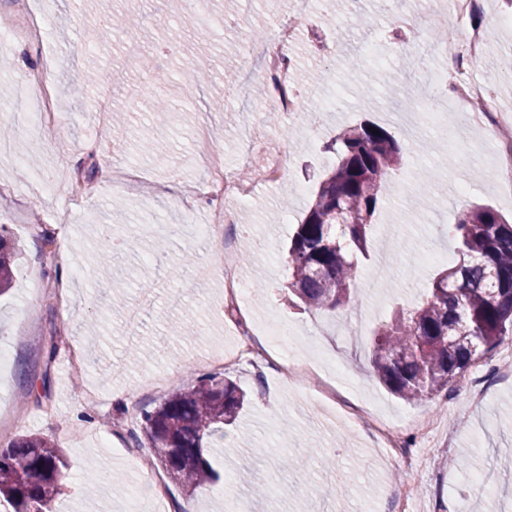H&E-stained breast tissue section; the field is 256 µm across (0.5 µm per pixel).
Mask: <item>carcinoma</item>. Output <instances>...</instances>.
Returning a JSON list of instances; mask_svg holds the SVG:
<instances>
[{
  "instance_id": "carcinoma-1",
  "label": "carcinoma",
  "mask_w": 512,
  "mask_h": 512,
  "mask_svg": "<svg viewBox=\"0 0 512 512\" xmlns=\"http://www.w3.org/2000/svg\"><path fill=\"white\" fill-rule=\"evenodd\" d=\"M327 150L336 153V163L314 190L286 259L289 290L310 308L334 311L353 302L372 221L386 179L400 169L402 148L387 130L361 123L344 128ZM448 235L458 244L456 264L372 339L378 379L408 402L448 389L512 331V224L489 205H464ZM13 257V246L0 234V294L12 278ZM245 403L247 394L233 379L210 374L143 413L141 432L172 480L214 485L220 474L208 445L224 439V426L235 423ZM64 468L57 446L21 435L0 448V495L14 512H52Z\"/></svg>"
}]
</instances>
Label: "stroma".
Masks as SVG:
<instances>
[{
    "mask_svg": "<svg viewBox=\"0 0 512 512\" xmlns=\"http://www.w3.org/2000/svg\"><path fill=\"white\" fill-rule=\"evenodd\" d=\"M96 0H53L41 15L39 0H0V19L17 13L37 16L39 38L0 51V128L55 172L57 189L46 195L32 188L17 153L0 154V226L15 241L13 288L0 296V345L12 357L0 380V403H9L16 425L9 439L35 433L64 453L67 477L55 512H122L124 493L114 477L133 482L129 449L139 451L149 470L162 467L153 449L141 442L143 411L186 390L193 377L223 373L251 396L224 444L210 458L221 475L210 492L189 493L169 484L172 505L192 500L195 512H230L233 501L249 502L251 512H394L395 497L413 486L410 512H438L440 500L462 498L469 512H497L503 487L512 484V353L496 347L479 357L447 395L407 403L376 380L370 366L372 332L398 307L416 301L431 279L446 269L426 261L435 247L455 254L448 235L461 203L487 204L512 216V196L497 180V159L479 133L453 129H415L393 120L383 104L388 84L398 85L396 108L405 107L424 88L431 58L425 38L396 23L388 0H323L319 14L294 12V0H111L124 19L113 27L97 14ZM512 13L505 0H484L482 18L488 48L474 62V79L493 83L505 113L512 115V79L499 77L501 60L512 52V27L497 26ZM371 19L361 27L358 16ZM293 23L298 34L290 53L294 82L302 92L323 99L318 117L290 122L271 118L260 61L243 67L232 43L247 26L271 20ZM99 27L96 42L85 34ZM406 53L394 54L396 44ZM204 80L185 78L188 65ZM96 68L112 78V111H126L124 134L97 110L99 85L81 75ZM47 72L55 106L66 123L63 136L45 138L12 120L14 93L32 74ZM164 90L171 109L168 124L156 120L152 87ZM368 121L390 131L403 146V162L386 185L367 243L368 256L356 283L353 305L328 312L293 304L286 290L284 247L304 215L316 183L336 156L327 144L345 127ZM268 144L287 154L285 176L273 187L257 186L238 209L234 239L251 236L249 260L236 250L194 237L209 218L202 194L205 163L194 144L197 129L210 125L214 145L234 174L254 173L241 158L245 123ZM154 139L159 150L144 153ZM89 191L81 205L69 206L74 181ZM111 227L101 238L97 227ZM170 242V259L149 273L154 286L143 292L152 242ZM136 239L137 252L123 241ZM114 251L111 267L98 256ZM232 267L253 289L246 316L224 307V280H198L202 266ZM180 306H172L173 295ZM143 310L136 328L128 309ZM281 320L296 331L295 347H317L342 362L337 401L320 398L323 371L308 375L304 387L288 385L272 356L223 361L238 339L241 320ZM481 388L480 406L468 401L465 382ZM378 411L404 422V444L412 468L388 461L376 439L346 427L349 409ZM432 417L436 435L416 436L415 417ZM467 454L466 470L446 460ZM253 471L250 483L238 479L240 467Z\"/></svg>",
    "mask_w": 512,
    "mask_h": 512,
    "instance_id": "obj_1",
    "label": "stroma"
}]
</instances>
